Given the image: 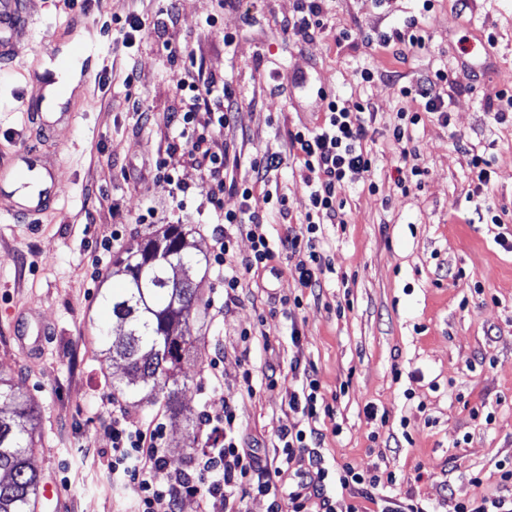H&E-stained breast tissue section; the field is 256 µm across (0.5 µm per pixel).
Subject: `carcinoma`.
I'll return each instance as SVG.
<instances>
[{
	"instance_id": "1",
	"label": "carcinoma",
	"mask_w": 512,
	"mask_h": 512,
	"mask_svg": "<svg viewBox=\"0 0 512 512\" xmlns=\"http://www.w3.org/2000/svg\"><path fill=\"white\" fill-rule=\"evenodd\" d=\"M183 237L181 225L170 224L162 237L144 243L127 261V279L106 298L121 332L101 336L108 359L125 362L127 383L154 392L166 389L169 400L176 394L180 364L195 342L191 325L197 289L178 272L202 263L199 255L178 249ZM158 252L167 257L160 264L152 261ZM36 419L22 388H0V512H29L37 494L40 479L29 462Z\"/></svg>"
}]
</instances>
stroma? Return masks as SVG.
<instances>
[{"mask_svg":"<svg viewBox=\"0 0 512 512\" xmlns=\"http://www.w3.org/2000/svg\"><path fill=\"white\" fill-rule=\"evenodd\" d=\"M69 2L25 0L31 23L13 34L21 51L0 60V378L21 386L38 411L30 463L40 479L61 481L64 512L124 508L101 454L112 445L111 398L143 420L163 412L171 465L191 457L205 401L201 371L216 352L224 355V395L238 408L242 443L266 459L275 457L279 431L303 422L288 409V391L302 380L289 368L297 355L318 375L333 411L318 424L329 469L349 464L393 475L395 495L427 512H452L472 497L512 499L499 471L500 462H512V124L496 123L490 109L495 92L512 85V0H469L462 13L453 0H435L426 14L419 0H326L325 31L306 42L286 32L296 0H90L84 9ZM131 14L146 32L128 46L115 21ZM212 14L211 28L204 20ZM76 20L104 53L79 59L78 94L47 122L39 89L71 57ZM413 20L428 41L406 63L364 40ZM476 28L496 34L492 53L474 38ZM167 42L184 54L167 56ZM131 67L136 81L127 87ZM196 67L228 80L238 96L226 136L239 157L235 180L252 179L257 155L285 157L270 185L286 196L287 215L272 211L262 191L249 202L266 216L271 240L305 221L307 190L288 133L322 123V94L372 112L376 187L355 184L344 195L343 223L322 225L333 272L315 293L301 294L294 259L282 257L247 275L239 303L218 323L215 272L191 268L199 341L182 364L170 411L150 390L113 389L123 368L108 361L100 336L112 324L104 297L118 280L117 259L171 224L183 226L191 252L208 255L221 230L201 153L180 154L181 189L153 171L176 136L172 113L189 106L174 81ZM439 69L469 90L451 93L449 124L426 114L412 127L424 175L421 187L404 193L397 180L405 163L386 132L404 105L400 88ZM473 146L495 158L480 194L469 176ZM23 164L45 170L58 195L26 221L13 219L17 204L6 190ZM485 197L500 223H479ZM149 210L154 218L139 223ZM108 238L114 245L105 252L100 242ZM20 314L52 326L37 357L16 344ZM245 329L255 332L248 348ZM247 364L255 374L250 395L240 387ZM270 373L276 384H268ZM483 405L494 409L492 421L472 417ZM370 407L375 416H367ZM475 474L480 483H472Z\"/></svg>","mask_w":512,"mask_h":512,"instance_id":"1","label":"stroma"}]
</instances>
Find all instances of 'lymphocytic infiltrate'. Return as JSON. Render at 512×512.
Wrapping results in <instances>:
<instances>
[{
	"mask_svg": "<svg viewBox=\"0 0 512 512\" xmlns=\"http://www.w3.org/2000/svg\"><path fill=\"white\" fill-rule=\"evenodd\" d=\"M324 2L298 0L287 24L289 36L306 41L322 34ZM365 41L388 48L399 58L426 45L422 29L414 22L402 29L367 34ZM448 83L447 72L438 70L400 89L405 105L398 111V121L389 128L388 137L399 147L403 159L412 162L409 175L398 181L401 190H408L414 178L422 174L414 163L417 148L411 135L412 126L426 113L436 115L444 123L450 120L445 93ZM174 90L188 97L191 107L173 115L172 122L179 134L166 158L156 163L155 171L159 179L176 185L180 182L176 156L193 143L197 112H208L214 136L223 137L237 108V98L229 86L200 70L181 74ZM322 100L323 124L312 129L302 127L288 134L290 148L305 173L309 207L304 224L290 229L279 244H271L263 230L264 216L250 210L248 203L256 188L267 185L269 174L282 166L283 157L277 153L255 157L253 182L238 183L229 178L228 148L206 153L215 184L214 203L222 209L224 220V231L217 237L212 251V265L220 287L214 319H223L225 308L237 303L246 275L266 267L276 253L296 258L295 275L303 288L321 287L331 270L319 230L324 224L343 223V195L349 187L359 182L372 183L373 159L367 144L373 139V131L363 104H352L327 94ZM228 190L241 197L240 210H225L224 193ZM242 230L252 243L250 254L244 257L236 255L233 242L235 233ZM320 389L319 379L308 374L300 388L290 392L288 406L302 415L305 425L281 429L280 453L272 466L264 464L255 450L238 445L237 409L228 399H221L216 405L204 403L199 428L205 440L190 463L182 468L171 467L168 462L162 416L142 422L132 418L120 402H113L107 422L112 440L111 448L105 451L108 474L113 485L131 491V512H177L181 500L187 497L199 499L204 512H233L238 499L253 493L269 498L271 512H335L328 494L330 484L356 485L369 497L389 490L390 482L380 475L367 476L350 466L335 472L325 467L316 452L322 442L317 427L322 413L318 403ZM303 454L308 457V466L298 471L296 486L288 487L285 482L288 470L297 456Z\"/></svg>",
	"mask_w": 512,
	"mask_h": 512,
	"instance_id": "f902f5d3",
	"label": "lymphocytic infiltrate"
}]
</instances>
